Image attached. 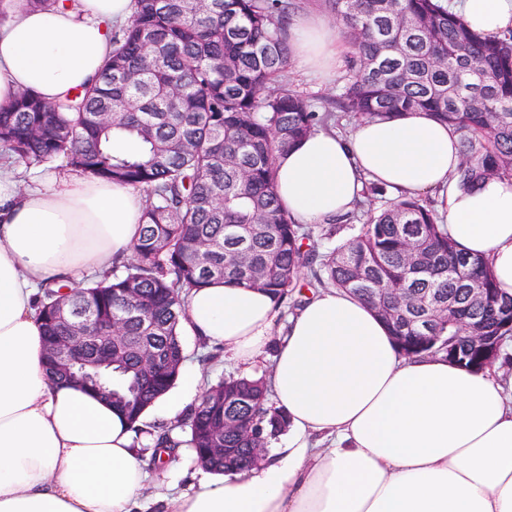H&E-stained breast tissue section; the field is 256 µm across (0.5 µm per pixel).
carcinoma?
Returning <instances> with one entry per match:
<instances>
[{
  "instance_id": "carcinoma-1",
  "label": "carcinoma",
  "mask_w": 512,
  "mask_h": 512,
  "mask_svg": "<svg viewBox=\"0 0 512 512\" xmlns=\"http://www.w3.org/2000/svg\"><path fill=\"white\" fill-rule=\"evenodd\" d=\"M324 3L351 52L322 112L288 74L300 0H134L98 81L57 103L28 92L0 103V147L17 159L63 158L145 197L142 234L112 273L42 289L54 383L97 394L138 426L177 380L190 293L216 280L261 289L279 308L298 306L305 288H336L370 305L405 356L496 365L512 341V293L458 248L432 200L366 181L353 210L298 224L279 202L275 165L316 131L421 110L461 132V186L512 179V31L473 30L451 0ZM116 137L137 149L112 151ZM472 288L485 289L484 303L471 301ZM76 317L93 324L78 353L86 359L63 367L52 343ZM114 322L119 345L108 338ZM147 344L158 356L150 369L138 357ZM287 421L265 375L229 374L177 425L186 439L157 433L171 460L184 446L224 473L252 469V444L267 445ZM206 448L232 452L213 459Z\"/></svg>"
}]
</instances>
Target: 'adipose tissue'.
<instances>
[{
	"mask_svg": "<svg viewBox=\"0 0 512 512\" xmlns=\"http://www.w3.org/2000/svg\"><path fill=\"white\" fill-rule=\"evenodd\" d=\"M458 8L478 31L512 28V0ZM132 14L133 0L9 10L0 103L24 91L54 102L98 78L114 26ZM291 42L298 65L320 71L343 50L315 13L294 20ZM460 161L459 132L413 112L312 134L278 157L277 193L301 224L348 211L366 180L438 193L449 235L512 293V180L462 188ZM144 207L139 191L67 168L21 190L0 167V512H140L154 438L96 395L50 383L35 293L111 270L139 238ZM276 314L254 288L216 282L189 296L184 332L237 363L277 341L272 385L288 427L259 467L166 493L168 512H512V375L406 358L370 306L335 289L312 295L279 340ZM180 383L145 418L176 419L200 392L195 370Z\"/></svg>",
	"mask_w": 512,
	"mask_h": 512,
	"instance_id": "ef3b65f1",
	"label": "adipose tissue"
}]
</instances>
